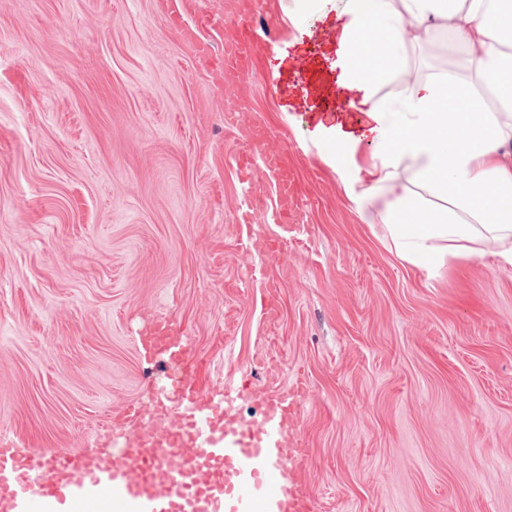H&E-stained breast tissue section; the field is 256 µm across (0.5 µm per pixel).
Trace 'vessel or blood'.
<instances>
[{
    "label": "vessel or blood",
    "mask_w": 512,
    "mask_h": 512,
    "mask_svg": "<svg viewBox=\"0 0 512 512\" xmlns=\"http://www.w3.org/2000/svg\"><path fill=\"white\" fill-rule=\"evenodd\" d=\"M256 35L240 26L224 42V67L241 74L254 65ZM252 160L260 164L264 187L245 193L239 221L246 226L241 246L259 262L252 283L264 284V270L280 264L277 246L297 215V188L283 153L272 150L259 127L245 132ZM276 205H269L268 196ZM145 349L168 360L181 359L184 344L166 327L153 325L142 339ZM252 390L247 377L225 385L219 397L194 394L188 379L162 392L158 422H142L138 407L127 416L135 428L117 434L118 454L91 460L59 450L47 457L44 469L33 468L13 444L0 440V512H67L75 497L89 494L110 500L113 512H314L300 489L304 451L292 433L297 425L302 384L283 387L270 373L266 409L252 421L239 419L236 402Z\"/></svg>",
    "instance_id": "vessel-or-blood-1"
}]
</instances>
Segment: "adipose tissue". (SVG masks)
<instances>
[{"instance_id": "obj_1", "label": "adipose tissue", "mask_w": 512, "mask_h": 512, "mask_svg": "<svg viewBox=\"0 0 512 512\" xmlns=\"http://www.w3.org/2000/svg\"><path fill=\"white\" fill-rule=\"evenodd\" d=\"M283 36L336 55L350 111L304 142L349 209L381 227L403 261L431 273L490 253L512 266V0H269ZM314 18L305 26L306 18ZM444 31L448 72L420 76L410 46ZM391 84L393 94H381Z\"/></svg>"}]
</instances>
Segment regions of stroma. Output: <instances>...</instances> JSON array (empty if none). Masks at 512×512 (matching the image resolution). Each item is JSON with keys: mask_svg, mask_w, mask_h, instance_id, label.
<instances>
[{"mask_svg": "<svg viewBox=\"0 0 512 512\" xmlns=\"http://www.w3.org/2000/svg\"><path fill=\"white\" fill-rule=\"evenodd\" d=\"M233 29L225 0H0V436L107 455L128 404L154 413L156 316L199 392L263 390L269 358L303 380L315 512H512V267L398 258L280 121L271 71L225 70ZM237 80L241 126L265 124L301 188L268 290L240 246ZM227 100H240L231 106L224 105V121L226 124L233 122L232 113L239 112L246 105V110L249 107L248 99L245 95L242 84L228 85L224 87V103ZM146 335L142 336V345L145 349L168 361L179 360L181 362L185 345L177 338L170 336L166 327L154 324Z\"/></svg>", "mask_w": 512, "mask_h": 512, "instance_id": "35a3bbf8", "label": "stroma"}]
</instances>
